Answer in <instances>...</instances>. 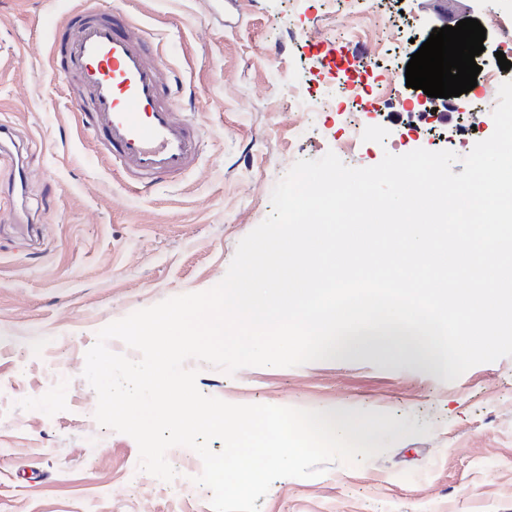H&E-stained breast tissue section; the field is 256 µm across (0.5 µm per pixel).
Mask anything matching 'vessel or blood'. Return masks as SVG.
<instances>
[{
  "label": "vessel or blood",
  "instance_id": "b4317fda",
  "mask_svg": "<svg viewBox=\"0 0 512 512\" xmlns=\"http://www.w3.org/2000/svg\"><path fill=\"white\" fill-rule=\"evenodd\" d=\"M59 66L77 74L94 110L90 130L126 184L142 190L180 176L198 160L200 130L182 119L172 78L150 61L147 34L124 14L102 15L84 0L54 32Z\"/></svg>",
  "mask_w": 512,
  "mask_h": 512
}]
</instances>
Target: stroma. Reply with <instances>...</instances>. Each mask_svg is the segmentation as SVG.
Returning a JSON list of instances; mask_svg holds the SVG:
<instances>
[{
    "instance_id": "35a3bbf8",
    "label": "stroma",
    "mask_w": 512,
    "mask_h": 512,
    "mask_svg": "<svg viewBox=\"0 0 512 512\" xmlns=\"http://www.w3.org/2000/svg\"><path fill=\"white\" fill-rule=\"evenodd\" d=\"M83 0H0V124L29 172L21 202L0 163V512H212L202 472L167 452L166 482L139 468L129 435L100 426L83 376L100 329L166 299L206 291L239 241L272 212L275 185L301 159L350 167L423 148L465 155L487 115L425 118L407 87L416 45L439 27L484 23L483 70L512 61V0H98L134 18L203 132L180 179L124 185L84 129L77 76L50 57L54 28ZM46 227L28 246L17 212ZM49 341L50 357L35 345ZM196 385L233 404L387 412L402 439L320 476L276 480L260 512H512V356L448 382L431 364L369 354L228 374L191 359Z\"/></svg>"
}]
</instances>
